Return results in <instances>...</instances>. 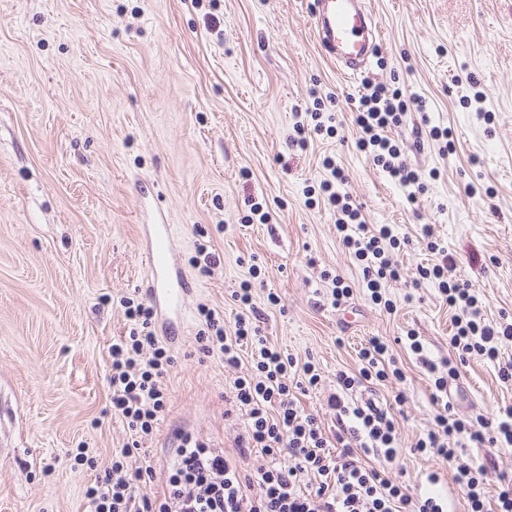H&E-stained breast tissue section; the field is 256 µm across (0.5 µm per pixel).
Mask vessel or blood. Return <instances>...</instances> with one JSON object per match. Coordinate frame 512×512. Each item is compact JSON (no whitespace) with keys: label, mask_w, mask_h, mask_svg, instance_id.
<instances>
[{"label":"vessel or blood","mask_w":512,"mask_h":512,"mask_svg":"<svg viewBox=\"0 0 512 512\" xmlns=\"http://www.w3.org/2000/svg\"><path fill=\"white\" fill-rule=\"evenodd\" d=\"M312 25L322 52L342 74L358 78L371 71L382 33L370 0H314ZM142 233L146 292L161 333L172 337L184 325L193 287L177 259L169 224H146Z\"/></svg>","instance_id":"vessel-or-blood-1"}]
</instances>
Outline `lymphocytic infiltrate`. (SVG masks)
I'll return each instance as SVG.
<instances>
[{
  "label": "lymphocytic infiltrate",
  "instance_id": "lymphocytic-infiltrate-1",
  "mask_svg": "<svg viewBox=\"0 0 512 512\" xmlns=\"http://www.w3.org/2000/svg\"><path fill=\"white\" fill-rule=\"evenodd\" d=\"M390 85L369 81L355 105L356 147L406 192L414 203L422 190L420 177L401 158L390 138L407 112L422 107ZM329 179L320 187L335 215L342 245L360 263L373 304L393 311L382 293L384 283L400 276L393 251L398 237L391 225L366 223L343 186L346 176L335 161L325 160ZM428 249L439 263L421 268L420 280L437 281L454 309L452 355L424 365L432 383L434 425L412 450L442 459L453 469V481L463 491L464 512H512V476L500 473V487L487 498V466L459 458L464 443L473 447H512V406L494 418L478 414L461 418L452 412L448 381L458 377L471 358L492 364L502 383L512 385V360L500 355L512 341V322H488L482 301L469 282L458 279L455 262L422 227ZM253 284L243 281L232 297L240 311L233 328H225L219 313L200 307L205 320L196 341L200 351L217 356L234 371L228 401L240 411L244 428L232 450L211 446L192 432L173 434L175 462L165 473L164 496L145 494L156 472L139 452L140 436L152 434L167 409L165 377L174 358L154 329L155 313L146 303L127 297L122 302L129 333L113 342L109 387L112 411L126 421L134 441L112 456V466L97 477L86 496L92 512H448L447 499L427 494L412 496L394 473L402 455L393 405L376 397L378 384L404 380L387 341L370 337L359 351L361 365L336 373V390L326 399L330 425L305 411L300 394L318 388L320 368L298 361L275 348L264 336L262 317L252 296Z\"/></svg>",
  "mask_w": 512,
  "mask_h": 512
}]
</instances>
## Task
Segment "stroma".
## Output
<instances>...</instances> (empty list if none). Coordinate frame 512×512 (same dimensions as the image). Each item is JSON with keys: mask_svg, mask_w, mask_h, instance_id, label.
Returning <instances> with one entry per match:
<instances>
[{"mask_svg": "<svg viewBox=\"0 0 512 512\" xmlns=\"http://www.w3.org/2000/svg\"><path fill=\"white\" fill-rule=\"evenodd\" d=\"M371 4L385 40L368 79L397 81L425 99L432 124L453 131L450 145L420 133L416 113L391 130L425 187L414 204L354 147L348 101L364 81L322 53L313 0H0V512H90L87 488L130 440L110 410L108 348L127 330L121 299L144 294L140 227L154 213L170 224L194 286L170 346L165 417L141 441L159 472L174 457L175 429L229 449L243 426L224 400L232 372L195 337L199 306L233 323L231 293L251 267L266 275L253 301L270 342L322 369L321 387L301 404L325 422L337 370L358 367L369 337L395 342L412 330L428 358L448 356L452 313L437 282L412 285L432 260L421 225L489 319L512 316V0ZM314 88L334 96L342 126L307 150L290 148ZM479 92L491 120L464 103ZM327 157L344 168L366 223L405 239L402 277L385 287L395 313L371 303L339 240L319 188ZM251 198L267 204L268 223L242 224ZM199 226L216 256L207 276L189 263ZM325 270L352 289L344 306L331 305ZM271 292L280 306L268 304ZM393 352L406 378L380 392L404 396L398 466L423 495L428 474L452 471L410 451L433 424L430 382L402 345ZM458 383L456 416L491 418L512 405V387L481 359ZM81 448L96 469L76 464Z\"/></svg>", "mask_w": 512, "mask_h": 512, "instance_id": "35a3bbf8", "label": "stroma"}]
</instances>
